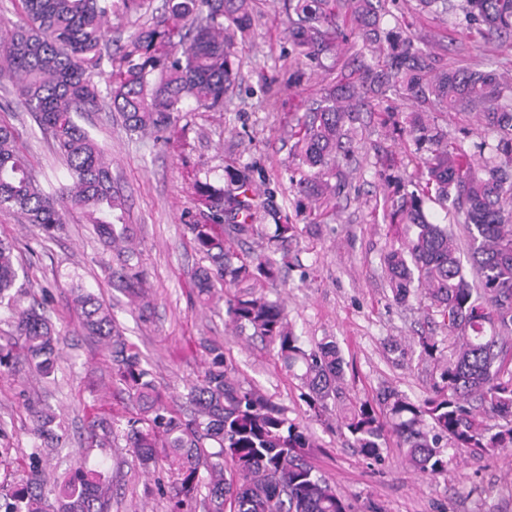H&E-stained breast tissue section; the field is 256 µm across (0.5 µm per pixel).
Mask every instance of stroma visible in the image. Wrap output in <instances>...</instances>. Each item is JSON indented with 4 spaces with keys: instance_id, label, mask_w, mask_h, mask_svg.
I'll return each mask as SVG.
<instances>
[{
    "instance_id": "1",
    "label": "stroma",
    "mask_w": 512,
    "mask_h": 512,
    "mask_svg": "<svg viewBox=\"0 0 512 512\" xmlns=\"http://www.w3.org/2000/svg\"><path fill=\"white\" fill-rule=\"evenodd\" d=\"M383 28L401 25L402 35L430 55L435 67H478L512 77V44L482 38L475 30L443 22L420 10L416 0H391ZM288 22L280 0H254L250 37L236 46L237 77L220 111L187 103L176 134L163 139L126 132L108 105L87 113L84 124L112 158V180L126 200L129 227L146 273L150 304L131 305L113 285L105 267L112 261L85 216L71 211L54 239L19 214L0 212V239L14 243L29 283L45 299L56 329L64 338L54 382L31 380L24 364L0 371V424L8 433L13 457L0 461V485L20 482L17 458L34 444L24 407L34 400L50 404L61 416L63 444L44 449L48 473L101 466L112 475L111 512H170L162 494L167 477L144 472L124 446L96 447L86 411L99 399L108 409L124 412L127 396L112 384V360L92 337L84 335L67 283L81 279L110 305L126 336L148 361L159 389L183 393L202 365V343L223 345L240 379L254 383L282 406L288 417L307 424L317 445L308 456L335 484L352 512H512V448L493 456L449 454L446 474L431 478L410 467L396 437H389L379 460L361 455L342 436L336 417L308 419L301 389L288 376L273 351L235 334L223 304L203 305L192 276L201 264L189 243L186 226L195 213L189 173L222 185L226 171L249 165L254 181L269 195L267 206H254L251 223L260 233L243 241L246 251L265 246L270 209L287 214L303 231L290 251L289 264L271 286L280 296L288 320L307 339L333 337L347 363L343 388L348 399H372L386 387L423 400L431 392L432 366L418 344L423 333L443 340L447 331L436 313L416 301L396 303L381 257L392 243L382 218L392 192L384 184L386 158H393L402 186L417 175L415 146L409 137L394 140L380 124L381 108L363 107V136L353 153L341 159L346 174L334 209L310 210L294 184L296 162L291 154L288 122L304 112L337 74L354 73L355 47L362 40L345 17L336 19L335 59H294L287 37ZM0 123L13 126L44 187L60 188L66 170L54 153L51 137L30 112L17 103L11 81L0 80ZM394 341L405 356L387 353Z\"/></svg>"
}]
</instances>
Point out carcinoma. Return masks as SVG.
<instances>
[{
  "label": "carcinoma",
  "mask_w": 512,
  "mask_h": 512,
  "mask_svg": "<svg viewBox=\"0 0 512 512\" xmlns=\"http://www.w3.org/2000/svg\"><path fill=\"white\" fill-rule=\"evenodd\" d=\"M19 20L9 25L0 47V78L15 82L19 103L48 131L69 174L56 195L45 192L18 145L17 131L0 124V211H16L45 236L64 228V213L82 211L116 257L108 267L132 303L149 306L143 271L124 224L125 199L112 184L110 162L77 118L104 100L130 131L163 134L192 101L220 110L234 83L235 45L252 26L250 0H168L162 19L137 28L120 48L118 66L106 75V94L94 77L103 75L105 23L121 12H140L146 0H18ZM442 17L463 15L486 33L512 42V0H418ZM387 0H283L288 39L295 56H336V10L343 9L364 45L390 47V63L362 66L360 85L346 75L290 128L298 159V192L318 210L340 192L334 159L357 136L361 93L382 100L390 88L431 103L440 112H476L494 142L472 146L448 133L423 112L411 114L409 132L419 156L413 190L392 200L387 219L395 242L383 255L393 296L405 302L421 293L454 337L447 356L432 336L419 342L433 363L432 395L412 401L396 389L359 400L343 412L353 446L377 460L392 434L418 472L447 473L442 442L457 452L512 448V82L475 67L436 70L397 32L380 27ZM253 185L250 166L230 172L227 188L193 175L196 212L187 225L195 249L208 265L195 274L200 301L224 300L233 328L265 341L290 377L305 389L315 416L336 411L343 379L341 350L330 336L306 347L288 323L284 306L265 293V284L288 263V246L299 227L277 222L269 243L281 254H240L231 241L258 233L243 220L224 223V206L248 213ZM451 203L463 214L472 277H467L456 235L430 221L427 201ZM14 245L0 240V307L10 313L16 336L0 344V367L22 358L38 378L54 374L61 336L44 301L18 283ZM81 328L110 349L112 384L122 387L129 406L108 419L90 413L93 441L124 438L134 458L149 470L165 471L172 512L206 492L208 512H349L333 482L308 460L315 447L305 427L288 418L261 388L240 381L224 347L204 346L200 378L187 393L189 414L169 405L137 347L128 342L103 300L85 285H70ZM489 407L505 424L493 430L479 419ZM40 444L23 455L22 484L0 489V512H110L112 475L82 466L51 479L42 449L58 441L57 416L30 407Z\"/></svg>",
  "instance_id": "obj_1"
}]
</instances>
